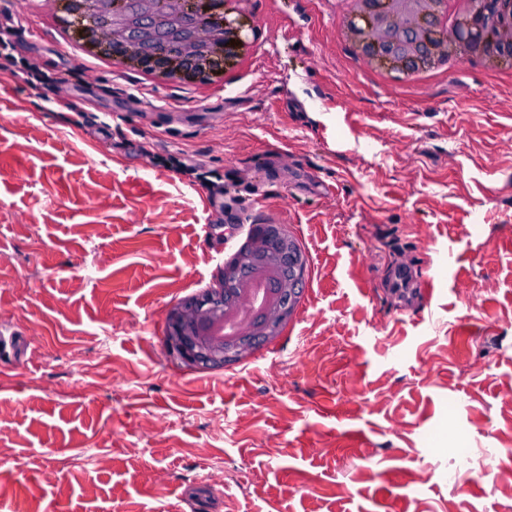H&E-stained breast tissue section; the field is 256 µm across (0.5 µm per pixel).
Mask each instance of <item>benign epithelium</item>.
I'll return each instance as SVG.
<instances>
[{"instance_id": "1", "label": "benign epithelium", "mask_w": 512, "mask_h": 512, "mask_svg": "<svg viewBox=\"0 0 512 512\" xmlns=\"http://www.w3.org/2000/svg\"><path fill=\"white\" fill-rule=\"evenodd\" d=\"M434 0H401L402 7L366 19L349 29L357 51L370 60L401 49L395 56L404 69L412 70L425 57L448 58L460 52L459 33L436 35L430 28ZM82 37L95 47L110 48L124 40V57L133 62L149 56L148 46L138 37L116 29H84ZM231 34L225 27H202L182 40L166 58L154 60L160 67L178 70L186 65L220 67L225 64ZM493 41L505 52L512 51V25L492 32ZM292 249L286 238L271 240L254 235L234 259L224 264L222 282L229 298L220 293L203 300L175 306L168 311V344L192 364L219 365L252 347L251 339L268 340L279 335L292 314L290 302L298 278L285 272L282 257ZM260 283L269 285L260 312L242 319L235 298L247 297ZM239 324V336L221 334L227 322Z\"/></svg>"}]
</instances>
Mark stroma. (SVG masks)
Masks as SVG:
<instances>
[{
    "instance_id": "stroma-1",
    "label": "stroma",
    "mask_w": 512,
    "mask_h": 512,
    "mask_svg": "<svg viewBox=\"0 0 512 512\" xmlns=\"http://www.w3.org/2000/svg\"><path fill=\"white\" fill-rule=\"evenodd\" d=\"M246 7L239 78L197 86L0 0V512H512V66L386 74L339 0ZM271 217L298 320L185 365L172 302Z\"/></svg>"
}]
</instances>
